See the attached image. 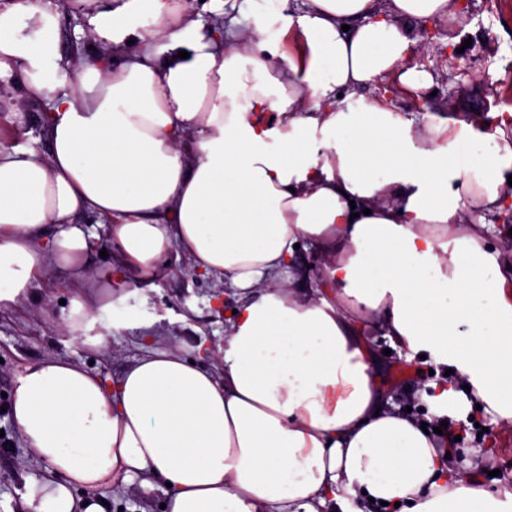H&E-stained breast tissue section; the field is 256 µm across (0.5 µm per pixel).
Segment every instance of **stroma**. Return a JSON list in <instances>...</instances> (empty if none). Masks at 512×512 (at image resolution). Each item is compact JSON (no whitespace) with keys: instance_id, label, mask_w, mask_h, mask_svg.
Segmentation results:
<instances>
[{"instance_id":"obj_1","label":"stroma","mask_w":512,"mask_h":512,"mask_svg":"<svg viewBox=\"0 0 512 512\" xmlns=\"http://www.w3.org/2000/svg\"><path fill=\"white\" fill-rule=\"evenodd\" d=\"M455 18L443 19L420 35L410 65L432 81L416 93L392 96L397 112L409 117L442 110L456 119L512 140V0H454ZM37 106L24 100H0V138L37 153L48 147ZM37 288L17 304L0 309V512H32L28 502L44 468L30 454L5 408L17 375L49 358L92 367L115 381L145 350L177 351L196 364H219L224 338L239 291L190 269L184 256L170 253L161 274L143 284L134 326L92 322L86 331L65 327L63 304L89 297L70 272L53 268L38 274ZM363 343L381 352L379 374L395 402L410 407L417 419L446 426L455 435L451 464L467 468L478 482L503 497L512 494V424L494 421L483 410L460 412L441 402V366H429L407 348L368 329ZM439 409L430 417V409ZM107 512H161L160 492L105 486L100 490Z\"/></svg>"}]
</instances>
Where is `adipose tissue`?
Masks as SVG:
<instances>
[{
    "instance_id": "obj_1",
    "label": "adipose tissue",
    "mask_w": 512,
    "mask_h": 512,
    "mask_svg": "<svg viewBox=\"0 0 512 512\" xmlns=\"http://www.w3.org/2000/svg\"><path fill=\"white\" fill-rule=\"evenodd\" d=\"M77 3L91 58L64 57L51 0H0V73L46 104L49 136L43 154L0 144V306L62 267L101 290L72 300L71 330L131 324L173 249L243 299L222 375L149 351L111 383L56 359L17 376L10 412L45 470L34 512H106L98 490L135 483L165 512H505L360 341L380 329L470 387L446 397L512 421V259L488 244L512 144L363 93L428 83L403 62L450 0H232L211 26L192 0ZM89 213L117 265L92 267ZM302 241L331 257L313 297L280 281Z\"/></svg>"
}]
</instances>
